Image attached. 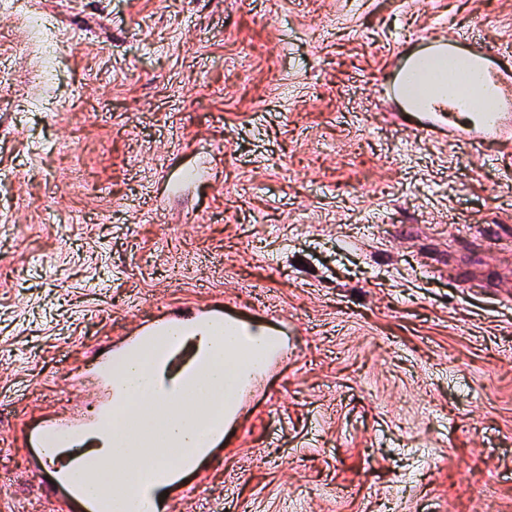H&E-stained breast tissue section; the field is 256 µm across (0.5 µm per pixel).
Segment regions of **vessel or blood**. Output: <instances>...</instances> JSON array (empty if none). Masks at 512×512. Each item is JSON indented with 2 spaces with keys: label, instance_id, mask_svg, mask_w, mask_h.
Here are the masks:
<instances>
[{
  "label": "vessel or blood",
  "instance_id": "obj_1",
  "mask_svg": "<svg viewBox=\"0 0 512 512\" xmlns=\"http://www.w3.org/2000/svg\"><path fill=\"white\" fill-rule=\"evenodd\" d=\"M457 32L437 42L438 55L448 57L451 67L441 81L448 90V110L459 113L468 128V136L482 145L501 138L512 119V99L506 94L505 81L512 74V56L497 70L483 64L482 51L459 55L454 46L461 41ZM248 324L228 316L222 304L202 306L196 303L169 305L160 314L138 321L134 327L113 341L95 362L89 377L104 389L93 414L84 415L57 408L48 412L37 430L23 433L22 445L35 461V472L45 491L62 512H119L117 499L91 495L77 481V470H92L97 455L86 453L87 440L109 437L107 427L114 406L124 399L120 386L121 370L134 356L145 351L154 354L153 386L157 393L176 402L190 395L210 369L216 350L223 348L225 334L236 335L241 350H256L258 357L242 361L235 395L225 401L218 414L205 418L201 442L175 462L160 465L156 483L171 496L166 512H178L186 493L181 477L201 474L202 465L215 461V451L229 441L243 415L257 394L267 372L278 364L287 350L288 338L281 331L267 334L259 348H252L247 336Z\"/></svg>",
  "mask_w": 512,
  "mask_h": 512
}]
</instances>
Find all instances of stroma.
Here are the masks:
<instances>
[{
	"mask_svg": "<svg viewBox=\"0 0 512 512\" xmlns=\"http://www.w3.org/2000/svg\"><path fill=\"white\" fill-rule=\"evenodd\" d=\"M452 30L512 52V0L0 13V506L56 512L18 433L104 343L220 298L288 355L189 512H512V144L394 94Z\"/></svg>",
	"mask_w": 512,
	"mask_h": 512,
	"instance_id": "35a3bbf8",
	"label": "stroma"
}]
</instances>
